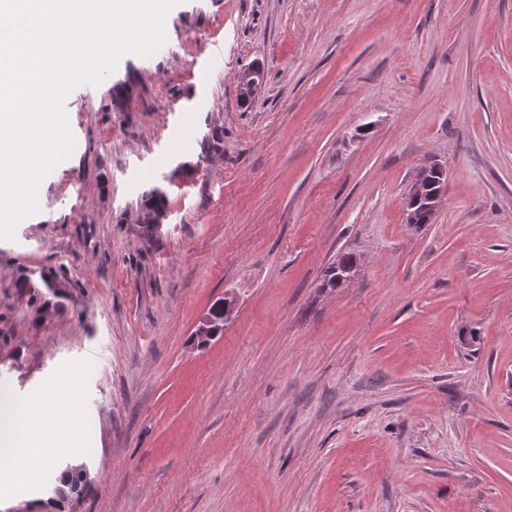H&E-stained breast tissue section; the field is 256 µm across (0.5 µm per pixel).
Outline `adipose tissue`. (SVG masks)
Listing matches in <instances>:
<instances>
[{
  "instance_id": "ef3b65f1",
  "label": "adipose tissue",
  "mask_w": 512,
  "mask_h": 512,
  "mask_svg": "<svg viewBox=\"0 0 512 512\" xmlns=\"http://www.w3.org/2000/svg\"><path fill=\"white\" fill-rule=\"evenodd\" d=\"M44 402L41 409L28 399L11 398L0 404V482L33 484L58 451L89 452V444H73L60 431L64 425L75 427V410L58 404L52 395Z\"/></svg>"
}]
</instances>
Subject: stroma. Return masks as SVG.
<instances>
[{"mask_svg":"<svg viewBox=\"0 0 512 512\" xmlns=\"http://www.w3.org/2000/svg\"><path fill=\"white\" fill-rule=\"evenodd\" d=\"M165 31L67 97L75 148L0 240V393L74 374L95 447L0 512H512V0H181ZM430 170L444 171V168L433 159H426L416 168V176L411 186L409 194L405 199V211L407 224H417L418 217L415 208L420 204H424L423 210H428L433 215L437 213L445 200L446 185L442 183L429 197L424 194V181ZM162 212L163 195L157 193L156 191H153L149 195H146L145 198L142 200V203L139 208V213L137 216V222L139 224H146V226H151L149 224H152V227H155V229H157L160 226L161 220L163 218V215L160 217V214ZM222 305L223 315L218 318L220 324L217 322V318L214 313L208 309L198 321L194 332L195 341L206 342L208 345L212 340L218 337L217 334L224 330V327H222L221 324H226L232 318L236 307L235 297L225 294ZM217 327L218 330L216 329Z\"/></svg>","mask_w":512,"mask_h":512,"instance_id":"obj_1","label":"stroma"}]
</instances>
